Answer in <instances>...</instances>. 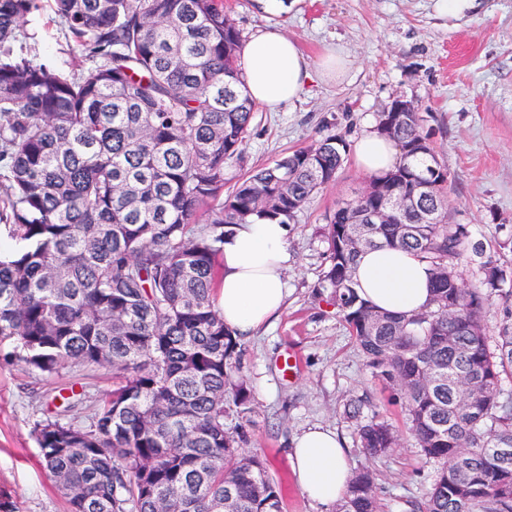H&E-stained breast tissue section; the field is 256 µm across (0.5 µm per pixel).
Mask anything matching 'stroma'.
Segmentation results:
<instances>
[{"instance_id":"1","label":"stroma","mask_w":512,"mask_h":512,"mask_svg":"<svg viewBox=\"0 0 512 512\" xmlns=\"http://www.w3.org/2000/svg\"><path fill=\"white\" fill-rule=\"evenodd\" d=\"M224 9L242 41L275 25L312 64L328 48L346 60L340 79L311 84L280 111L255 107L245 160L227 168L228 182L311 145L332 128L355 142L374 131L392 100L404 98L424 117L437 158L448 169L450 223L465 225L471 240L484 242L497 225L512 227V0H478L476 9L455 16L438 14L433 0H286L280 11L261 0H224ZM28 29L36 34L37 53L67 69L70 57L49 11ZM367 182L347 161L335 184L299 213L290 235L284 311L242 342L251 412L229 415L226 424L242 428L246 450L262 456L270 477L281 482L282 512H323L293 477L288 448L294 435L317 425L335 430L357 465L364 456L344 416L351 397L367 395L373 411L403 423L400 404L371 379L321 281L325 218ZM290 354L298 360L291 374L282 368ZM76 381L96 397L111 389L112 374L72 364L47 378L18 362L0 365V496L17 512H70L40 465L32 427L49 395ZM375 469L384 512H411L410 502L426 495L434 473L408 437Z\"/></svg>"}]
</instances>
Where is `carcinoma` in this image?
I'll list each match as a JSON object with an SVG mask.
<instances>
[{
	"instance_id": "carcinoma-1",
	"label": "carcinoma",
	"mask_w": 512,
	"mask_h": 512,
	"mask_svg": "<svg viewBox=\"0 0 512 512\" xmlns=\"http://www.w3.org/2000/svg\"><path fill=\"white\" fill-rule=\"evenodd\" d=\"M41 0H0V254L4 360L53 376L68 364L112 370V391L78 415L69 389L33 423L44 470L72 512H281L266 462L226 429L250 411L241 343L216 308L224 235L237 224H294L336 181L349 153L328 132L229 189L254 103L224 0H52L72 55L62 72L31 48ZM399 163L326 217L323 282L365 367L405 409L433 483L413 512H512V260L448 222V170L415 109L386 133ZM393 192L411 207L357 224ZM427 216L421 222V216ZM430 267L411 315L356 291L359 253L382 245ZM502 307L498 335L485 317ZM471 387L462 400L459 381ZM365 400L347 407L373 460L399 445ZM336 512H382L370 466L353 469Z\"/></svg>"
}]
</instances>
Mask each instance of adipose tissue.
Segmentation results:
<instances>
[{"mask_svg":"<svg viewBox=\"0 0 512 512\" xmlns=\"http://www.w3.org/2000/svg\"><path fill=\"white\" fill-rule=\"evenodd\" d=\"M242 55L250 98L273 112L298 98L310 82L333 74L338 63L336 55L329 54L312 66L276 29L246 43ZM353 158L359 170L374 176L392 168L400 151L393 140L372 132L355 142ZM289 239V226L275 221L240 224L224 238L217 305L225 324L240 338L251 337L284 308ZM429 278L426 262L391 246L365 251L355 270L361 296L392 314L422 310L429 301ZM289 460L305 495L331 512L344 497L351 473L348 453L336 433L319 427L304 431L292 439Z\"/></svg>","mask_w":512,"mask_h":512,"instance_id":"ef3b65f1","label":"adipose tissue"}]
</instances>
